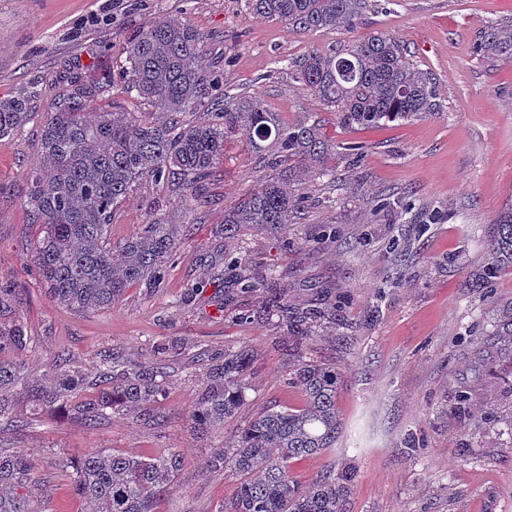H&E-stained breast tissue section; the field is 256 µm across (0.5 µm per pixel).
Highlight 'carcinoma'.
Here are the masks:
<instances>
[{
  "label": "carcinoma",
  "mask_w": 512,
  "mask_h": 512,
  "mask_svg": "<svg viewBox=\"0 0 512 512\" xmlns=\"http://www.w3.org/2000/svg\"><path fill=\"white\" fill-rule=\"evenodd\" d=\"M245 13L287 24L299 31L352 29L365 0H240ZM202 37L191 25L157 18L136 31L126 46L127 73L151 112H116L98 105L112 90L111 71L92 64L70 78L54 111L43 121L39 152L42 164L27 175V208L41 225L30 261L57 303L76 313L107 311L135 283H162L176 255L177 231L156 215L137 226L112 257V224L121 203L142 180L166 183L184 191L193 210L208 200L202 183L224 155V143L247 136L253 149L270 142L265 158L274 173L224 210V234L240 236L247 227L287 231L304 207L302 174L331 177L326 165L329 144L313 114L288 125L278 122L256 98L225 100L219 78L203 66ZM474 48L482 57H512V16L480 29ZM299 81L336 114L346 128L432 116L437 91L428 74L408 57L407 49L387 34H369L329 52L313 51L298 65ZM32 96L0 100V138L32 115ZM195 119L184 124L183 114ZM488 240L491 261L466 288L491 298L502 265L512 264V204L493 220ZM267 310L281 318L297 341L319 336L324 310L296 309L288 289L270 296ZM494 335L512 353V307L503 311ZM30 337L24 323H0V391L26 387L34 411L67 407L88 376L69 361L53 364L46 387L25 382L21 357ZM254 357L241 346L224 351V359L207 370V385L197 397L193 420L199 432L215 434L234 418L252 389ZM166 357L124 369L110 352L100 354L92 385L97 399L78 406L93 428L106 410L161 417ZM290 381L301 390L298 408L269 409L244 422L237 439L211 449L206 466H228L239 477L233 497L219 512H343L353 474L329 470L306 486L292 467L332 447L340 422L336 409L339 373L316 360L298 363ZM19 428L7 398H0V426ZM183 467L175 448L151 457L100 449L63 461L75 494L90 512H157L161 497ZM36 478L33 459L0 448V512H33L27 490Z\"/></svg>",
  "instance_id": "obj_1"
}]
</instances>
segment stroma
I'll use <instances>...</instances> for the list:
<instances>
[{
	"label": "stroma",
	"mask_w": 512,
	"mask_h": 512,
	"mask_svg": "<svg viewBox=\"0 0 512 512\" xmlns=\"http://www.w3.org/2000/svg\"><path fill=\"white\" fill-rule=\"evenodd\" d=\"M507 14L512 0H368L353 29L303 32L243 14L237 0H0V98L41 92L37 119L0 138V282L20 290L15 312L31 339L23 357L28 380L47 381L60 355L89 370L108 348L133 365L148 362L156 345H200L213 354L243 345L254 355L253 387L224 424L229 441L252 414L301 405L288 383L298 361L330 362L341 374L342 433L334 448L294 464L296 481L353 468L345 512H512V362L491 335L500 309L512 303V272H501L489 304L462 286L487 264L491 220L512 201V58L485 59L472 46L478 28ZM159 15L201 33L204 59L218 67L228 95L260 99L286 124L318 113L336 176L303 180L310 206L289 236L301 242L332 230L336 239L294 251L277 234L225 237V207L270 173L238 135L205 182L208 207L189 210L181 193L145 181L119 209L116 243L156 214L182 224L161 287L136 284L112 309L77 314L50 298L28 258L40 231L25 196L27 173L39 161L41 117L68 78L93 61L112 68L104 108L147 111L128 92L123 65L128 38ZM373 32L402 41L430 72L435 116L348 131L298 81L295 61ZM350 142L364 146L352 166L342 156ZM389 196L410 202L405 223L376 213ZM435 209L444 219L426 223ZM242 246L251 276L277 277L298 307L336 308L337 326L324 339L295 344L277 317H256L262 298L237 289L235 269L225 267L223 284L213 283L211 267ZM196 281L200 290L188 293ZM203 367L175 366L159 423L118 407L91 429L74 409L32 414L24 390L14 389L26 425L1 430L0 446L34 458L29 496L38 512H86L61 463L98 448L145 457L178 449L183 468L159 512H217L236 477L203 468L216 442L192 420ZM462 393L470 399L463 421L449 411Z\"/></svg>",
	"instance_id": "35a3bbf8"
}]
</instances>
